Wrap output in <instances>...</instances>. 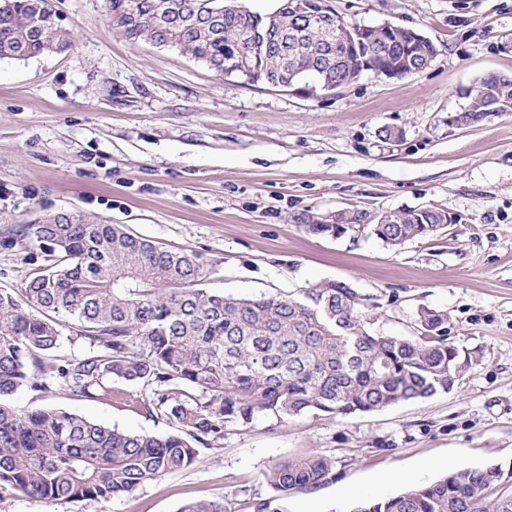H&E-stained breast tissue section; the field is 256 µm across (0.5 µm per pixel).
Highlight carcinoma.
Listing matches in <instances>:
<instances>
[{
    "label": "carcinoma",
    "mask_w": 512,
    "mask_h": 512,
    "mask_svg": "<svg viewBox=\"0 0 512 512\" xmlns=\"http://www.w3.org/2000/svg\"><path fill=\"white\" fill-rule=\"evenodd\" d=\"M330 11L329 0H278L283 27ZM110 27L130 41L169 47L221 74L224 59L277 76L290 67L313 73L321 61L289 57L245 39L265 19L246 4L224 11V0H106ZM48 0H0V59L26 60L72 47ZM379 65L392 78L414 75L437 54L433 42L407 41L404 28L376 37ZM512 103V75L476 82L462 119L475 125L488 106ZM363 209L346 213L391 248L429 236L448 223L434 206L390 212L385 223ZM313 234L339 236L338 225L308 217ZM15 240L38 250L40 265L11 291L0 289V491L15 490L49 505L108 500L160 475L190 467L195 444L209 446L229 424L306 412L350 416L448 393L472 365L444 336L448 314L425 309L414 338L375 332L349 286L327 283L298 296L260 298L203 288L206 264L80 212H46L19 224ZM78 322L88 351L47 363L64 336L61 320ZM54 378L76 397L112 392V382L151 390L145 408L164 409L176 426L166 436L134 433L55 408L20 412L11 397L22 387L48 388ZM199 389L193 395L182 390ZM495 467L465 468L382 500L357 502L352 512H512V493L496 494ZM336 479L324 457L289 459L265 472L281 497ZM495 498H490L491 494ZM178 512H224L218 502L190 501Z\"/></svg>",
    "instance_id": "obj_1"
}]
</instances>
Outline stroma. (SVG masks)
<instances>
[{
	"label": "stroma",
	"mask_w": 512,
	"mask_h": 512,
	"mask_svg": "<svg viewBox=\"0 0 512 512\" xmlns=\"http://www.w3.org/2000/svg\"><path fill=\"white\" fill-rule=\"evenodd\" d=\"M75 46L0 60V289L20 287L37 252L12 230L43 211L120 224L201 255L205 286L296 294L329 281L367 301L374 331L412 337L423 309L447 312L449 342L476 359L451 392L347 417L305 413L229 425L189 468L134 493L48 505L0 496V512H178L188 501L258 512L264 474L327 457L334 481L293 491L282 512H349L464 468L498 467L512 492V112L456 126L473 84L512 74V0H331L348 22H389L438 48L403 78L364 73L333 92L227 80L173 50L112 33L105 0H50ZM400 140L384 138V130ZM432 205L438 233L392 249L371 231L308 232L310 215ZM109 398L57 383L21 388V411L64 409L163 436L175 427L119 382Z\"/></svg>",
	"instance_id": "stroma-1"
}]
</instances>
